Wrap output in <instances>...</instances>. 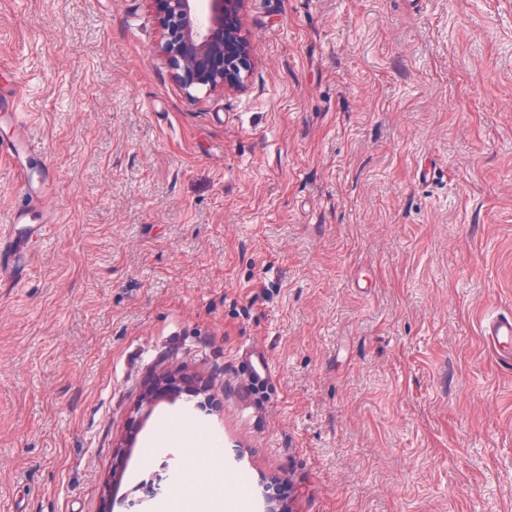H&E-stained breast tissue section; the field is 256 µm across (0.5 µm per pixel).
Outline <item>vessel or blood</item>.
Returning <instances> with one entry per match:
<instances>
[{
  "label": "vessel or blood",
  "mask_w": 512,
  "mask_h": 512,
  "mask_svg": "<svg viewBox=\"0 0 512 512\" xmlns=\"http://www.w3.org/2000/svg\"><path fill=\"white\" fill-rule=\"evenodd\" d=\"M40 145L23 131L14 137L0 140V155L12 161L16 183L21 193L30 199L42 198L46 184H34L27 176L28 163L42 156ZM48 223L34 222L29 210H15L11 223L0 226V283L19 284L32 262L29 246L33 239L47 235ZM483 334L493 345L503 368H512V314H501L487 321ZM237 371L246 385L264 387L271 383L273 370L267 353L253 348L246 350L237 363Z\"/></svg>",
  "instance_id": "b4317fda"
}]
</instances>
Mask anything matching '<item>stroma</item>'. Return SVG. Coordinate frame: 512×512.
Segmentation results:
<instances>
[{
    "instance_id": "1",
    "label": "stroma",
    "mask_w": 512,
    "mask_h": 512,
    "mask_svg": "<svg viewBox=\"0 0 512 512\" xmlns=\"http://www.w3.org/2000/svg\"><path fill=\"white\" fill-rule=\"evenodd\" d=\"M245 91L191 98L151 0H0L52 172L0 288V512H512V0H248ZM263 346L275 384L234 365ZM222 473L150 448L169 415ZM483 334L495 348L500 365L512 368V314H500L487 321ZM192 497L193 500L188 504L192 512L224 511V499L214 493L208 486L196 488Z\"/></svg>"
}]
</instances>
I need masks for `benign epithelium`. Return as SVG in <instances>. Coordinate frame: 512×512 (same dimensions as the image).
<instances>
[{"mask_svg":"<svg viewBox=\"0 0 512 512\" xmlns=\"http://www.w3.org/2000/svg\"><path fill=\"white\" fill-rule=\"evenodd\" d=\"M163 41L160 57L188 94L237 91L254 70L253 47L243 34L247 0H152Z\"/></svg>","mask_w":512,"mask_h":512,"instance_id":"1","label":"benign epithelium"}]
</instances>
